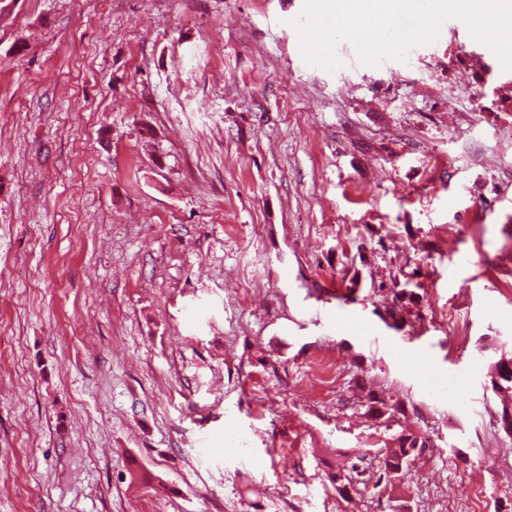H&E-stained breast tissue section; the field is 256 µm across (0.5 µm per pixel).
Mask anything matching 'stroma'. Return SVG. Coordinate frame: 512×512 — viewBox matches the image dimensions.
Returning <instances> with one entry per match:
<instances>
[{"mask_svg": "<svg viewBox=\"0 0 512 512\" xmlns=\"http://www.w3.org/2000/svg\"><path fill=\"white\" fill-rule=\"evenodd\" d=\"M303 7L0 0V512H429L422 462L512 500V70L450 18L331 72ZM368 383L427 445L342 496ZM491 386L500 401L498 421L504 433L512 437V354H501L496 361Z\"/></svg>", "mask_w": 512, "mask_h": 512, "instance_id": "stroma-1", "label": "stroma"}]
</instances>
